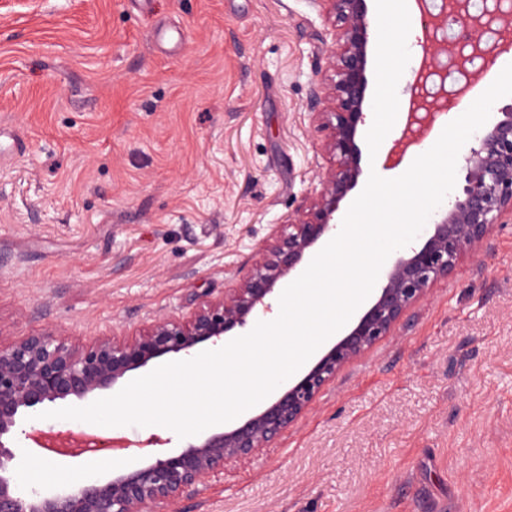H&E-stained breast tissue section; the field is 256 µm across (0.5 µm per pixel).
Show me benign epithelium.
Wrapping results in <instances>:
<instances>
[{
	"label": "benign epithelium",
	"instance_id": "7a95c632",
	"mask_svg": "<svg viewBox=\"0 0 512 512\" xmlns=\"http://www.w3.org/2000/svg\"><path fill=\"white\" fill-rule=\"evenodd\" d=\"M318 2L334 27L326 68L310 104L318 127L329 131L324 149L333 159L321 175L320 192L282 225L239 284L221 295L205 296L187 317L161 316L138 334L103 336L78 348L49 332L0 345V512H175L180 499L200 491L227 462L269 447L303 419L338 373L394 335L403 315L426 300L465 256L483 248L497 225L512 223L511 103L464 156V184L445 215L421 244L396 257L348 333L277 396L240 424L207 433L179 451L165 449L169 440L153 434L137 444L140 464H118L103 482L75 483L54 494L19 492L16 433L24 436L29 449L48 457H72L69 448L87 438L34 426L25 429L21 423L27 413L62 402H89L155 359H190L203 343L233 340L232 332L272 310L278 285L297 274L335 235L340 203L363 175L356 139L365 122L366 71L375 32L368 0ZM415 5L423 40L406 125L419 131L412 136L403 132L392 142L384 161L388 168L414 152L440 110L448 108V79L469 85L475 61L488 64L496 51L512 47L511 6L479 13L472 0H441L435 13L430 0H415ZM450 15L468 31L466 41L445 36ZM495 24L501 29L491 44L483 36ZM95 447L122 458L131 445L107 437L95 439Z\"/></svg>",
	"mask_w": 512,
	"mask_h": 512
}]
</instances>
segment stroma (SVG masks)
<instances>
[{
    "label": "stroma",
    "mask_w": 512,
    "mask_h": 512,
    "mask_svg": "<svg viewBox=\"0 0 512 512\" xmlns=\"http://www.w3.org/2000/svg\"><path fill=\"white\" fill-rule=\"evenodd\" d=\"M182 29L159 49L155 29ZM316 0H0V343L74 346L235 286L330 164L310 101ZM37 427L138 442L159 425ZM22 491L106 479V453L17 440ZM178 512H512V223L269 448Z\"/></svg>",
    "instance_id": "35a3bbf8"
}]
</instances>
